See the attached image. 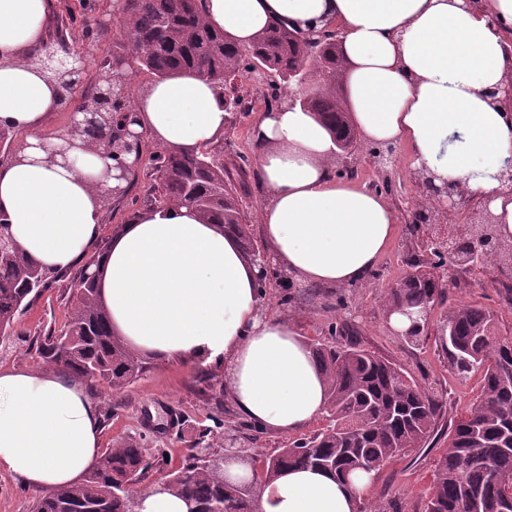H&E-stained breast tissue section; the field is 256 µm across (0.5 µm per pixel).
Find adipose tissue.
Instances as JSON below:
<instances>
[{"instance_id": "1", "label": "adipose tissue", "mask_w": 512, "mask_h": 512, "mask_svg": "<svg viewBox=\"0 0 512 512\" xmlns=\"http://www.w3.org/2000/svg\"><path fill=\"white\" fill-rule=\"evenodd\" d=\"M48 0H0V125L24 149L0 164V217L25 257L60 273L100 234L106 165L80 152L76 167L51 162L46 119L59 107L42 64ZM206 24L240 47L272 24L340 25L344 104L363 143L403 145L417 174L488 204L512 244V111L488 92L512 75V0H202ZM133 131L153 145L199 151L224 136V95L181 73L135 97ZM264 245L286 279L349 288L365 283L396 232L377 191L336 175L326 123L281 100L251 127ZM113 333L159 361L217 365L238 412L264 431L296 433L326 410L327 381L288 320L263 315L257 269L234 235L183 205L149 207L114 233L98 267ZM102 415L88 386L53 366L0 369V476L44 490L79 484L101 450ZM224 476L254 487L257 512H356L374 475L348 480L292 468L258 480L229 456Z\"/></svg>"}]
</instances>
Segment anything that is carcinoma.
<instances>
[{
  "label": "carcinoma",
  "mask_w": 512,
  "mask_h": 512,
  "mask_svg": "<svg viewBox=\"0 0 512 512\" xmlns=\"http://www.w3.org/2000/svg\"><path fill=\"white\" fill-rule=\"evenodd\" d=\"M120 16L119 55L103 63L107 70L132 58L158 79L193 71L213 81L224 93L229 112L241 107L234 81L259 66L275 72L284 85L304 76L306 66L336 84L342 72L334 35L303 40L296 31L276 23L242 49L208 27L201 0H117ZM321 114L339 141L349 145L356 133L336 91L306 100ZM118 109L105 124L79 133L104 147L115 137L110 125L122 124ZM151 183L143 206L181 204L211 224H222L238 239L246 255L258 246L237 189V167L224 166V147L198 153L153 152ZM110 238L98 242L73 277L75 299L68 307L66 330L49 333L38 346L47 364L83 378L90 388L119 391L147 370L148 362L112 334L109 317L99 301L96 269ZM410 273L385 296V308L423 309L448 301L429 268L438 263L411 256ZM54 279L24 257L0 221V335L10 334L18 312L52 287ZM448 364L459 378L481 372L476 400L448 425V447L436 462L431 492L422 512H512V338L498 334L494 314L481 306L449 309ZM342 342L311 344L328 379L329 424L265 459L256 470L273 478L282 469H320L345 480L357 470H378L420 448L438 435L447 404L425 392L413 375L394 361L363 347L358 336L341 328ZM151 464L137 440H124L106 450L86 478L41 498L33 512H133L134 488ZM164 485L186 498L190 512H255L253 493L224 481V472L198 458L163 476Z\"/></svg>",
  "instance_id": "obj_1"
}]
</instances>
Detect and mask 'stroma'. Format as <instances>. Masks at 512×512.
Instances as JSON below:
<instances>
[{
	"label": "stroma",
	"instance_id": "obj_1",
	"mask_svg": "<svg viewBox=\"0 0 512 512\" xmlns=\"http://www.w3.org/2000/svg\"><path fill=\"white\" fill-rule=\"evenodd\" d=\"M112 4L113 0H50L46 24H65L68 40L85 59L84 84L88 87L95 83L101 62L117 52L119 22ZM88 19L94 22L90 36L84 28ZM242 95L252 114L232 116L224 131V159L229 162L241 156L246 160L247 174L238 193L252 218L264 197L253 177L256 155L250 139L252 115L266 111L271 97H283L284 87L278 77L251 72L242 77ZM354 155L358 183L385 187L384 194L396 214L395 238L364 285L333 289H285L276 285L267 289L264 306L270 315L291 320L309 342H334L332 326H351L366 348L410 369L425 391L446 401L448 416L456 417L472 404L478 390L477 378L457 380L449 373L446 355L433 339L410 341L391 332L384 321L383 297L387 289L412 271L408 263L410 210L425 201L419 183L409 172V150L403 145L395 146L396 162L384 175L371 163L366 144H358ZM438 273L454 276L458 283L450 293V304L487 308L495 314L501 335L512 336V304L493 271L475 276L461 270L451 273L442 267ZM73 297L74 287L65 280L36 298L17 318L15 336L0 341V368L40 366L36 336L64 328ZM197 370L193 363L155 360L122 391L99 392L100 397L113 402L111 413L103 418L102 448L132 438L141 442L152 464L140 490H149L163 474L181 468L202 453L220 462L228 451L237 449L260 459L276 454L289 441L288 435L259 431L247 423L224 392L223 369H216L214 379L207 385L197 382ZM204 428L210 434L204 440L207 449L202 452L194 443ZM445 444V437L439 436L429 447L387 463L367 492L366 502H391L398 512H419Z\"/></svg>",
	"mask_w": 512,
	"mask_h": 512
}]
</instances>
